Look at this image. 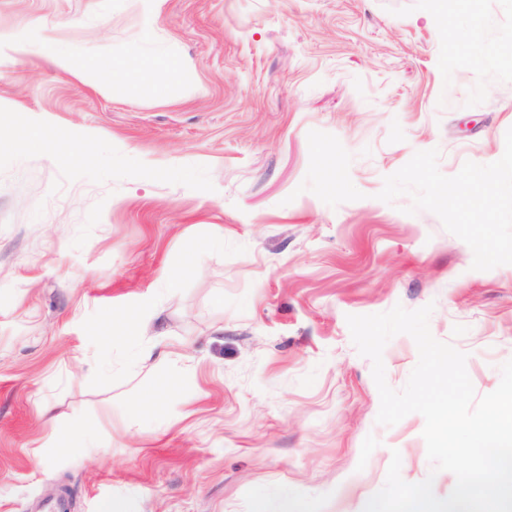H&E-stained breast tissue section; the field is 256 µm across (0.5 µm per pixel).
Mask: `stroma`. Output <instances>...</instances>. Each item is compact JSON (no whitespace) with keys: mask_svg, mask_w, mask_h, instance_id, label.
<instances>
[{"mask_svg":"<svg viewBox=\"0 0 512 512\" xmlns=\"http://www.w3.org/2000/svg\"><path fill=\"white\" fill-rule=\"evenodd\" d=\"M37 25L121 67L100 92L44 55L0 65V512H260L281 491L364 512L396 453L447 497L423 416L377 424L346 318L433 305L477 395L497 388L512 0H0V32ZM18 112L81 160L13 145ZM128 308L148 334L100 339ZM156 334L171 355L139 360ZM383 362L402 390L414 340ZM169 379L163 419L133 412Z\"/></svg>","mask_w":512,"mask_h":512,"instance_id":"obj_1","label":"stroma"}]
</instances>
